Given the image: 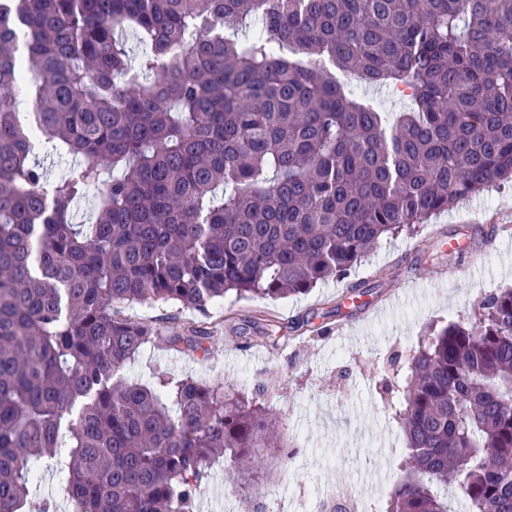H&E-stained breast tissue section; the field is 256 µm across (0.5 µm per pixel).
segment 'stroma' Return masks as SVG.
I'll list each match as a JSON object with an SVG mask.
<instances>
[{
  "label": "stroma",
  "instance_id": "obj_1",
  "mask_svg": "<svg viewBox=\"0 0 512 512\" xmlns=\"http://www.w3.org/2000/svg\"><path fill=\"white\" fill-rule=\"evenodd\" d=\"M512 288V181L461 201L414 235L384 240L344 279L286 299L226 297L207 352L146 345L123 371L157 373L236 390L265 386L280 448L254 480L231 484L207 464L195 512H324L331 497L378 512L399 483L406 439L384 412L379 385L390 359L430 325L474 316L486 295ZM122 316L159 321L163 335L196 319L174 305L132 304Z\"/></svg>",
  "mask_w": 512,
  "mask_h": 512
}]
</instances>
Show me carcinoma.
<instances>
[{"label": "carcinoma", "mask_w": 512, "mask_h": 512, "mask_svg": "<svg viewBox=\"0 0 512 512\" xmlns=\"http://www.w3.org/2000/svg\"><path fill=\"white\" fill-rule=\"evenodd\" d=\"M338 69L410 106L387 123ZM38 141L77 159L51 185ZM505 179L512 0H0V512H56L29 499L46 459L75 512H194L209 460L259 473L278 425L258 396L122 376L213 330L118 309L304 294ZM406 359L380 512H453L450 489L512 512V288Z\"/></svg>", "instance_id": "obj_1"}]
</instances>
